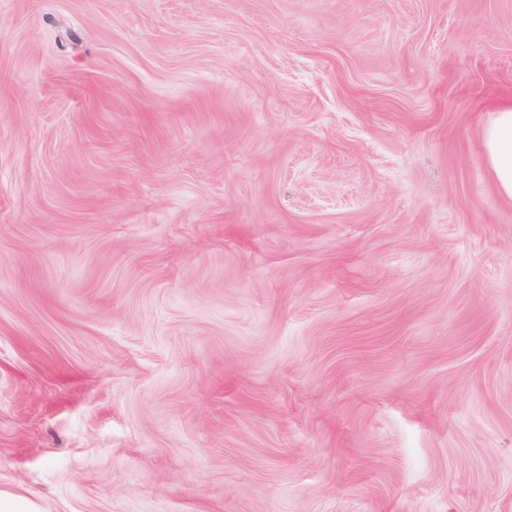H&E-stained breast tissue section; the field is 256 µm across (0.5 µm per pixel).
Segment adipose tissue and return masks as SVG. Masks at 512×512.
<instances>
[{
	"label": "adipose tissue",
	"mask_w": 512,
	"mask_h": 512,
	"mask_svg": "<svg viewBox=\"0 0 512 512\" xmlns=\"http://www.w3.org/2000/svg\"><path fill=\"white\" fill-rule=\"evenodd\" d=\"M482 142L497 192L512 200V104L495 110L483 130Z\"/></svg>",
	"instance_id": "ef3b65f1"
}]
</instances>
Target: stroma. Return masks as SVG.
Segmentation results:
<instances>
[{
  "label": "stroma",
  "mask_w": 512,
  "mask_h": 512,
  "mask_svg": "<svg viewBox=\"0 0 512 512\" xmlns=\"http://www.w3.org/2000/svg\"><path fill=\"white\" fill-rule=\"evenodd\" d=\"M512 0H0V512H512ZM482 142L488 169L500 196L512 200V104L494 111Z\"/></svg>",
  "instance_id": "1"
}]
</instances>
